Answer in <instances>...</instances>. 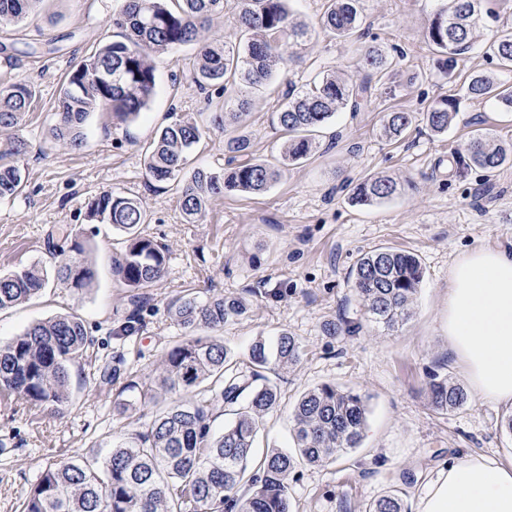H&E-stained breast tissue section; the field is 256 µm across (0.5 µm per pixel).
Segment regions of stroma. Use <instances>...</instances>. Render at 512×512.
Returning a JSON list of instances; mask_svg holds the SVG:
<instances>
[{"mask_svg":"<svg viewBox=\"0 0 512 512\" xmlns=\"http://www.w3.org/2000/svg\"><path fill=\"white\" fill-rule=\"evenodd\" d=\"M116 5L117 0H45L27 25L0 29V83L23 79L36 90L31 112L15 131L27 144L18 158L26 187L0 200V272L51 266L48 236L66 226L81 232L97 259L93 288L77 292L52 284L31 301L0 311V343L73 309L92 339L86 357L70 369L72 403L63 415L0 397V512H19L49 463L103 459L132 418L153 419L157 408L139 404V389L183 335L168 304L187 292L252 299L251 313L218 333L234 352L283 330L304 347L300 362L279 375V406L260 424L257 450L291 448V412L307 389L333 382L367 398L361 446L336 463L302 467L290 487L293 512H365L390 492L416 512L452 457L511 459L512 433L503 423L511 411L473 397L463 409L436 414L426 387L430 372L439 368L454 382L464 381L444 326L450 267L477 247L512 250V166L488 177L475 170L459 178L451 164L454 151L476 129L512 141V112L463 97L472 73L495 70L482 47L512 23V0H489V14L476 32L478 48L459 60L450 80L425 38L435 0H364L361 30L393 59L390 80L365 111L340 113L320 129V150L282 168L269 190L216 198L195 223L186 222L180 209L181 185L149 180L144 168L145 150L157 131L185 114L209 127L190 155V169L224 166V135L210 125L216 103L192 82L194 46L155 58L156 93L139 119L115 125L106 114L93 113L78 150L51 138L59 87L71 67L99 42L121 37L112 25ZM326 70L355 80L362 76L354 42L316 29L279 69L272 87L247 91L244 130L255 159L275 161L287 139L275 121L287 83L301 85ZM454 94L463 102L447 134L435 136L420 125L397 142L380 136L384 113L420 112L434 98ZM377 175L393 176L408 189L375 207L351 203L345 180ZM104 190L141 200L147 210L142 233L167 249L164 278L137 304L112 281L110 258L124 250V235L86 217L89 198ZM379 246L422 259L424 279L409 319L391 330L364 324L355 336L326 335L327 320L362 321L350 272L362 253ZM135 310L136 332L122 334ZM122 401L137 403L135 415L118 412Z\"/></svg>","mask_w":512,"mask_h":512,"instance_id":"35a3bbf8","label":"stroma"}]
</instances>
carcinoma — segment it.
Returning a JSON list of instances; mask_svg holds the SVG:
<instances>
[{"label": "carcinoma", "instance_id": "cac0c4a2", "mask_svg": "<svg viewBox=\"0 0 512 512\" xmlns=\"http://www.w3.org/2000/svg\"><path fill=\"white\" fill-rule=\"evenodd\" d=\"M42 0H0V26H17L34 14ZM426 32L442 72L453 76L460 56L475 44L482 21L481 0H440ZM228 0H120L113 25L123 39L107 42L82 59L68 73L56 101L53 140L78 149L83 127L94 112H108L112 120H137L156 92L154 58L190 44L198 45L192 60L193 83L202 91L222 92L239 85L255 88L269 83L279 65L312 36L311 27L292 18L289 0H236L239 28L246 36L235 45L206 42L201 30L224 12ZM361 0H326L319 20L322 31L346 40L360 31ZM486 54L499 69L512 71V26L497 30ZM361 79L334 72L297 87L289 85L278 125L288 134L281 164H300L317 149L311 133L342 110L362 111L377 85L392 71L389 55L374 45L361 51ZM464 97L489 102L512 112V87L487 72L470 76ZM31 86L18 80L0 87V131L18 127L30 111ZM249 101L239 96L224 102L212 123L224 131L227 167L218 172L197 169L185 177L187 155L205 131L196 120L178 119L163 127L144 155L146 175L156 182H183L180 208L187 221L205 216L211 202L226 195L262 193L280 169L253 157L252 141L237 133ZM461 98L442 96L422 112L430 132L444 135L460 112ZM416 116L388 112L382 133L403 137ZM16 140L0 151V199L16 195L24 183L22 169L11 158L24 153ZM454 166L490 174L512 164V144L498 141L481 129L465 147L454 152ZM405 190L391 176L367 177L349 184L356 205L376 206ZM146 213L142 203L111 191L93 196L87 218L110 224L126 235L127 246L112 257V278L121 288H151L165 274L166 249L140 231ZM68 248L51 252L55 278L68 288L83 291L96 279L95 260L70 229ZM424 277L419 255L394 247H379L358 259L351 288L361 300L368 321L393 327L409 317L410 305ZM50 283L48 271L35 265L0 273V310L21 304ZM173 320L187 338L165 353L157 375L142 387L141 400L157 399L158 391L177 392L209 383L207 393L188 404H174L155 415L142 431L126 434L112 444L102 462L69 459L49 464L21 505L22 512H291L289 478L301 464L326 465L360 446L367 424L364 395L334 383L303 392L292 411L294 450L272 448L252 463L253 443L260 422L278 405L271 373L300 361L302 346L281 332L273 343L259 338L243 357L216 336L224 324L249 312L243 296L217 295L200 300L188 294L169 303ZM362 324L343 318L328 321V336H354ZM91 340L75 312L58 314L27 327L0 345V395L60 414L71 404L69 366L83 357ZM431 409L454 412L468 403L464 388L448 374H429ZM218 410L235 418L224 432L211 431ZM366 512H406L401 498L384 495Z\"/></svg>", "mask_w": 512, "mask_h": 512}]
</instances>
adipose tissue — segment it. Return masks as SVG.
I'll use <instances>...</instances> for the list:
<instances>
[{"label":"adipose tissue","instance_id":"ef3b65f1","mask_svg":"<svg viewBox=\"0 0 512 512\" xmlns=\"http://www.w3.org/2000/svg\"><path fill=\"white\" fill-rule=\"evenodd\" d=\"M446 328L475 396L512 408V253L479 247L456 259ZM419 512H512V461L470 455L449 463Z\"/></svg>","mask_w":512,"mask_h":512}]
</instances>
